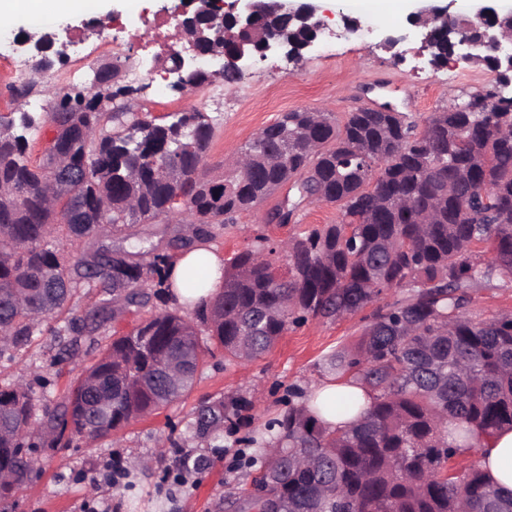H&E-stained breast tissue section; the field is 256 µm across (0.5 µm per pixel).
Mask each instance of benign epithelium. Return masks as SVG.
I'll list each match as a JSON object with an SVG mask.
<instances>
[{
    "instance_id": "1",
    "label": "benign epithelium",
    "mask_w": 512,
    "mask_h": 512,
    "mask_svg": "<svg viewBox=\"0 0 512 512\" xmlns=\"http://www.w3.org/2000/svg\"><path fill=\"white\" fill-rule=\"evenodd\" d=\"M422 5L408 17V23L421 30L422 48L429 49L432 41L431 23L446 20L445 35L450 46V57L480 62L486 57H494L499 64L506 65V71L512 72V53L505 51V26L491 19L490 13L484 7L476 9L475 14L480 20L478 31L460 25L454 21L450 12V5H430L432 0H421ZM215 6L219 8L221 17L218 18L226 26L238 28L243 34L253 33L259 25V13L263 10L274 13L295 24L313 32L312 37L302 47L296 48L281 38L278 31L270 29L260 38L240 39L234 52L230 55L215 54L222 61L214 73L222 75L231 73L240 76L244 64L255 57L266 59L270 55H282L290 61H299L303 52L310 49L322 32L326 29L325 21L319 15V0H272L263 4L260 0H216ZM178 29L181 34L192 32L191 43L193 52L190 55H178V62L168 69L172 77L171 87L179 92H192L199 72L198 58L206 55L204 51V31L215 27L217 18L213 10L202 0H190L189 5L178 8ZM33 45L36 49H54L56 35L45 33L40 37L32 34H23L15 38V45L24 47Z\"/></svg>"
}]
</instances>
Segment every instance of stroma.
I'll list each match as a JSON object with an SVG mask.
<instances>
[{"instance_id": "obj_1", "label": "stroma", "mask_w": 512, "mask_h": 512, "mask_svg": "<svg viewBox=\"0 0 512 512\" xmlns=\"http://www.w3.org/2000/svg\"><path fill=\"white\" fill-rule=\"evenodd\" d=\"M353 2L324 0L338 38H319L297 63L285 62L280 55L252 60L239 82L225 85L221 104L213 103L208 88L180 93L159 77L142 82L130 105L133 111L155 117L193 109L219 112L220 124L208 153V164L219 175L242 144L291 110L325 109L341 118L355 107L388 102L421 122L470 90L495 85V72L480 62L431 64L417 28L407 23V12L387 20L356 10ZM347 17L359 20L368 37L344 34ZM392 28L402 29L407 38L391 51L381 40ZM283 196V191H276L236 223L213 226L214 250L227 260L251 247L257 234L279 240L339 219L335 205L314 202L301 211L298 225L267 223ZM465 313L477 321L511 314L512 283L498 279L473 289ZM364 328L358 314L335 321L311 319L289 327L270 351L252 361L206 359L191 391L158 415L131 423L97 447L41 449L45 465L18 491L12 512H84L85 504L102 502L109 504V512H224L225 494L250 488L258 473L257 467L239 459L245 449L242 437L261 431L285 400L302 402L311 387L332 382V374L322 367L325 355L354 348ZM50 342V337H38L23 358L0 363V385L36 364L53 382L44 403L59 401L96 354L83 351L74 361L57 365ZM218 396L246 401L247 406L236 431L225 434L223 447L213 448L195 436L190 422L201 400ZM168 434L178 440V447L158 448L159 437ZM200 457L207 459V467L187 471V460ZM108 458L125 468L120 483H109L97 474L100 462Z\"/></svg>"}]
</instances>
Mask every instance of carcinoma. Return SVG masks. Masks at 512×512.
Masks as SVG:
<instances>
[{
  "mask_svg": "<svg viewBox=\"0 0 512 512\" xmlns=\"http://www.w3.org/2000/svg\"><path fill=\"white\" fill-rule=\"evenodd\" d=\"M262 26L299 46L309 33L265 13ZM37 81L13 89L24 100L0 117V360L11 361L35 338L53 337L63 363L123 312L169 295L172 252L212 238L281 187L293 223L313 200L338 206L342 220L274 240L262 233L224 266V284L196 329L162 310L112 336L54 407L37 415L48 382L36 367L0 386V512L42 469L36 448L95 447L131 422L160 413L172 394L162 363L187 353L250 361L310 319L355 314L393 288L406 295L378 306L357 346L325 356L324 369L363 388L368 403L343 397L322 410L357 415L332 427L305 405L266 423L275 441L249 462L253 480L273 477L272 496L245 489L224 497L232 512H512L480 462L459 471L456 458L482 439L512 428V314L474 321L469 291L512 280V97L496 112L467 105L476 89L425 119L385 105L359 107L339 121L331 112H286L239 149L221 177L206 158L214 118L176 112L152 118L118 101L106 110L93 88L113 94L114 66L94 68L90 86L29 108ZM79 171L56 172L30 144L46 124ZM180 216L185 233L156 252L135 230ZM110 240L93 260L67 254L76 241ZM285 260L286 273H276ZM97 302L77 314L83 291ZM238 400L203 402L193 428L214 441L235 429Z\"/></svg>",
  "mask_w": 512,
  "mask_h": 512,
  "instance_id": "cac0c4a2",
  "label": "carcinoma"
}]
</instances>
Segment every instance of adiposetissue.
<instances>
[{"mask_svg":"<svg viewBox=\"0 0 512 512\" xmlns=\"http://www.w3.org/2000/svg\"><path fill=\"white\" fill-rule=\"evenodd\" d=\"M98 8L97 0H0V22L18 15L32 18L44 14L56 17L94 14ZM222 265V258L204 243L182 254L169 271L170 291L176 302L189 308L209 302L219 291L217 278ZM199 267L206 268L211 275L207 287H186L187 275ZM481 464L503 493L512 494V430H502L486 441Z\"/></svg>","mask_w":512,"mask_h":512,"instance_id":"ef3b65f1","label":"adipose tissue"}]
</instances>
